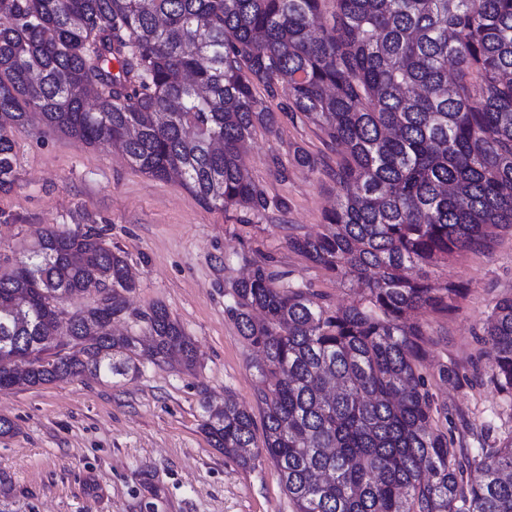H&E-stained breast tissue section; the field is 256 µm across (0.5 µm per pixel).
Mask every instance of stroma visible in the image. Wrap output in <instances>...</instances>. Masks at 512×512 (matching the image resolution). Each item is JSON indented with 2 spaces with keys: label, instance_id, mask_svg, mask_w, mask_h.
<instances>
[{
  "label": "stroma",
  "instance_id": "1",
  "mask_svg": "<svg viewBox=\"0 0 512 512\" xmlns=\"http://www.w3.org/2000/svg\"><path fill=\"white\" fill-rule=\"evenodd\" d=\"M266 97L277 124L257 129L245 157L251 178L285 207L246 219L209 210L174 180L131 168L120 153L47 129L39 120L13 128L16 180L0 192V255L20 259L48 229L100 231L125 252L136 288L121 331L141 328L140 314L164 304L197 350L194 370L144 363L137 374L100 380L68 377L0 391V417L17 427L0 438V512H293L270 462L242 469L212 448L199 429L204 399L232 394L256 411L255 349L227 315L233 282L247 262L273 258L291 279L311 284L331 307L350 305L348 284L290 248L296 235L321 231L341 190L326 168L336 149L314 126L293 119L284 94ZM304 149L317 170L297 166ZM287 169L280 178L279 169ZM492 253L469 251L430 278L462 284L453 315L424 311L420 370L442 427L471 482L481 477L483 446L512 432V395L492 379L484 325L496 301L512 296V229H495ZM447 366V379L438 369Z\"/></svg>",
  "mask_w": 512,
  "mask_h": 512
}]
</instances>
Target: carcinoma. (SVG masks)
<instances>
[{
    "label": "carcinoma",
    "instance_id": "obj_1",
    "mask_svg": "<svg viewBox=\"0 0 512 512\" xmlns=\"http://www.w3.org/2000/svg\"><path fill=\"white\" fill-rule=\"evenodd\" d=\"M119 74H112V63ZM288 111L343 147V193L324 233L291 247L354 285L331 308L269 259L231 286L227 312L262 352L261 422L233 399L203 402L200 430L243 468L270 460L294 512H512V436L481 449L470 483L419 372L422 309L450 315L463 288L422 269L491 252L512 227V0H0V191L16 178L10 131L34 115L137 171L179 179L201 206L279 209L241 149ZM136 288L93 228L50 229L0 268V389L139 372L194 342L167 307L149 343L114 336ZM106 292L67 320L51 300ZM493 377L512 393V296L484 328Z\"/></svg>",
    "mask_w": 512,
    "mask_h": 512
}]
</instances>
